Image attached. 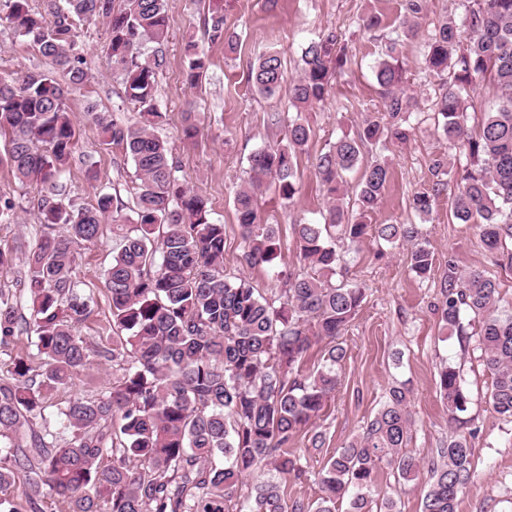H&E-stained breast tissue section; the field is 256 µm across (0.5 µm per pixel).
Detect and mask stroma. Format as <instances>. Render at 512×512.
<instances>
[{
	"mask_svg": "<svg viewBox=\"0 0 512 512\" xmlns=\"http://www.w3.org/2000/svg\"><path fill=\"white\" fill-rule=\"evenodd\" d=\"M428 11L416 36L405 41L404 87L419 100L412 116L414 135L407 143H387L377 155L390 170V180L378 207L371 213L374 224H414L420 239L433 251L431 273L419 278L411 272L404 248H391L367 239L346 255L345 281L366 289V299L349 324L340 343L346 352L338 368L339 385L317 421L326 434V446H345L362 433L369 418L385 400L390 387L404 382L411 389L410 409L414 418L411 449L431 457L446 446L452 433L448 412L437 387L443 365L459 367L462 382L470 394L466 416L475 450V479L461 496L458 512H512V423L504 421L489 403L492 377L479 360L478 350H462L457 337H446L436 306L449 260L460 270L477 269L498 286L503 311L512 313V269L497 264L485 250L477 229L452 221L448 197L440 195L429 214H417L413 195L431 187L435 177L433 158H454V150L436 130L432 78L424 69L421 45L427 41L438 19L445 14L463 16L467 0H427ZM403 0H224L227 24L240 37L236 54L225 55L220 43L203 36L205 11L201 0H166L169 17L167 65L158 87V101L167 114L160 135L176 157L180 174L188 185L203 195L214 221L224 226V273L229 279L249 281L259 292H269L275 282L267 268L249 266L242 257L240 227L233 197L247 168V158L256 149L282 136L267 126L273 112L288 109V94L271 97L257 94L248 82V71L260 55L279 52L285 81L298 75L303 48L327 29H336L351 58L344 74L333 81L328 99L304 115L311 128L306 151L298 158L299 193L294 204L280 198L274 186L258 195L262 223L276 225L279 269L297 268L294 225L320 219L328 203L314 174L315 157L329 143L356 134L366 112L379 110L381 100L374 65L387 30L366 31L359 17L366 10L382 13L394 21L403 11ZM107 31L102 22L82 28L92 79L85 87L67 93V104L76 125L78 145L64 184L80 204H91L97 192H120L129 197L133 164L123 151L101 145L90 111L120 112L121 87L102 51ZM198 39L210 60L202 84L189 87L183 76V47L187 37ZM44 60L26 39L17 36L8 21L0 20V69L19 74L43 67ZM194 112L200 123L196 144H184L181 129L186 112ZM16 200L14 221L0 224V247L24 259L35 244L40 227L33 200L37 188L20 189L9 168L0 165V193ZM114 242L111 231L91 247H79L77 276L82 288L94 295L97 307L79 332L90 346H98L109 318L104 273L112 262ZM310 431L296 436L294 446L306 451L307 474L299 481L287 480L289 500L313 501L318 495L317 473L320 455L309 453Z\"/></svg>",
	"mask_w": 512,
	"mask_h": 512,
	"instance_id": "1",
	"label": "stroma"
}]
</instances>
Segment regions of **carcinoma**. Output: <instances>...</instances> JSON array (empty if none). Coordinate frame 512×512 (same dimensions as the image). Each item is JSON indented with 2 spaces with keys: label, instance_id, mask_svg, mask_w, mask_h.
<instances>
[{
  "label": "carcinoma",
  "instance_id": "obj_1",
  "mask_svg": "<svg viewBox=\"0 0 512 512\" xmlns=\"http://www.w3.org/2000/svg\"><path fill=\"white\" fill-rule=\"evenodd\" d=\"M15 32L33 43L47 68L24 75L0 71V135L8 137L0 164L22 187L37 185L38 220L46 228L26 256L19 284L0 288V348L10 349L9 375L0 376V512H19L5 492L25 473L23 494L48 500L52 512H371L396 502L377 487L384 464L406 482L421 481V512H457L474 478L473 448L457 433L425 460L408 449L413 417L409 390L389 389L363 432L327 457L317 474L314 502L288 503L282 480L306 475L295 437L316 424L336 391V344L365 298L357 285L332 282L342 269L341 241L356 249L372 236L409 246V267L422 277L434 254L418 241L414 224L366 223L380 202L389 170L376 155L387 139L408 141L418 100L403 87L404 38L414 35L427 0H404L400 34L375 66L384 117L366 116L354 137L342 136L315 158L314 171L329 198L324 223L294 225L303 270L283 275L282 287L261 294L249 282L224 275V225L205 199L177 175L168 142L157 134L165 113L158 85L166 65L165 0H3ZM107 26L105 54L123 86L129 121L95 114L100 141L120 147L135 168L125 200L100 193L78 206L63 197L60 178L70 166L76 131L66 104L68 87L90 80L79 26ZM205 35L224 50L238 48L226 27L224 0H210ZM438 86V130L467 165L449 196L450 217L473 224L498 263L512 268V0H468L465 15L442 17L424 48ZM349 62L337 31L329 29L302 51L298 77L288 85L295 115L268 116L283 140L248 157V181L234 196L243 258L249 265L276 257L273 224L260 222L257 192L275 184L282 200L297 192V160L311 129L303 113L325 101ZM186 78L201 81L210 66L194 37L184 47ZM254 91L270 97L284 83L281 56L269 52L251 67ZM488 87L496 109L476 112V90ZM359 173L352 205L347 177ZM444 190L438 180L413 196L412 208L432 211ZM112 224L116 247L105 270L112 346L96 350L112 362V386L74 395L45 416L48 401L70 388L90 365L91 349L78 335L96 301L79 288L76 247L96 242ZM441 321L461 340L464 324L478 322L481 362L493 377L491 403L512 422V314L500 311L495 284L482 271L459 270L448 259L441 289ZM27 307L28 314L20 312ZM26 334L29 346L15 340ZM326 341L320 364L310 350ZM439 393L451 420L460 421L470 398L458 370L439 373ZM38 449L35 456L27 446ZM254 477L247 493L243 479Z\"/></svg>",
  "mask_w": 512,
  "mask_h": 512
}]
</instances>
